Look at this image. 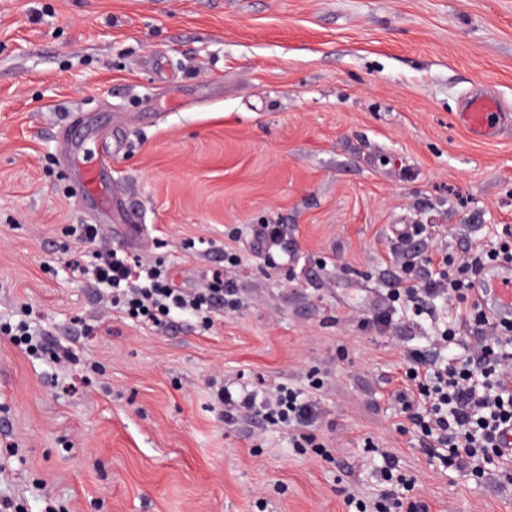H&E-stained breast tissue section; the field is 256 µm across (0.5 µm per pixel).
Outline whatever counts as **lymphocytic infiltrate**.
Here are the masks:
<instances>
[{
    "label": "lymphocytic infiltrate",
    "mask_w": 512,
    "mask_h": 512,
    "mask_svg": "<svg viewBox=\"0 0 512 512\" xmlns=\"http://www.w3.org/2000/svg\"><path fill=\"white\" fill-rule=\"evenodd\" d=\"M409 234L393 259L407 275L398 279L392 298L401 301L414 316L432 315L434 301L451 310L449 320L432 338L431 352L407 354L405 385L393 394L395 403L419 435L423 454L450 470L481 473L493 467L512 477V453L505 451L503 435L512 429V323L491 322L473 297L479 271L495 261L512 262V226H503L491 249L477 248L462 255L453 272H445L446 255L433 253L419 258L409 250ZM94 258L98 284L110 288L112 302L129 318L161 325L171 312H186L204 327H211L215 309L236 312L239 290L222 275H214L207 288L190 293L174 286L163 262L143 268L124 252L103 248ZM142 279L131 287L132 278ZM465 344L463 357L442 358V350ZM224 404L225 424H234L246 414L288 429L294 447L315 448L312 432L321 418L317 399L279 386L265 395L251 391L218 394ZM380 479L384 485L378 498L364 500L358 490L347 493L357 512H429L424 501L404 503L398 494L407 478L389 451L381 453Z\"/></svg>",
    "instance_id": "1"
}]
</instances>
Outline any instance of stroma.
I'll list each match as a JSON object with an SVG mask.
<instances>
[{
    "label": "stroma",
    "instance_id": "obj_1",
    "mask_svg": "<svg viewBox=\"0 0 512 512\" xmlns=\"http://www.w3.org/2000/svg\"><path fill=\"white\" fill-rule=\"evenodd\" d=\"M477 90L512 113V0H0V504L355 512L345 492L378 494L382 447L404 500L512 512V485L427 458L389 398L436 329L388 301L396 228L453 258L512 225V122L478 141L455 120ZM77 114L87 148L124 142L112 191L143 218L133 236L62 164ZM98 245L187 290L223 273L244 304L207 331L133 321L95 280ZM388 307L391 332L360 328ZM277 384L314 392L328 455L225 424L218 388Z\"/></svg>",
    "mask_w": 512,
    "mask_h": 512
}]
</instances>
